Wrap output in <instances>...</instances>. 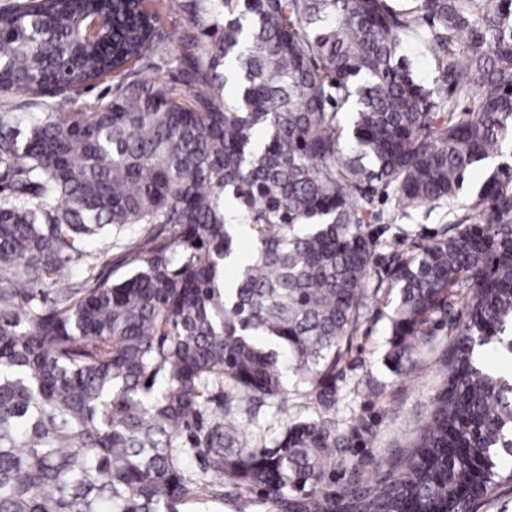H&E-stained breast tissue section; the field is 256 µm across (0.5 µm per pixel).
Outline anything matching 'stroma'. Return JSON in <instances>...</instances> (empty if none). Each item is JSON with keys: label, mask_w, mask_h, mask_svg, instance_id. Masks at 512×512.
Here are the masks:
<instances>
[{"label": "stroma", "mask_w": 512, "mask_h": 512, "mask_svg": "<svg viewBox=\"0 0 512 512\" xmlns=\"http://www.w3.org/2000/svg\"><path fill=\"white\" fill-rule=\"evenodd\" d=\"M223 28L220 19L193 30L187 14L163 16L164 48L155 58L158 78L171 81L173 57L185 33L207 40L218 36ZM113 90V79L106 77L82 91L50 94L46 100L56 112H85ZM370 228L378 242V253L385 254L412 240L441 235L448 228V210L431 206L405 210L389 200L382 204L381 215L371 221ZM390 309L391 297L387 293L369 300L336 376L340 394L336 416L342 430L355 432L348 447L337 449L336 460L347 467L358 466L363 480L369 482L378 480L411 451L431 401L443 384L440 364L452 344L449 330H440L431 349L420 354L414 372H392L385 359Z\"/></svg>", "instance_id": "obj_1"}]
</instances>
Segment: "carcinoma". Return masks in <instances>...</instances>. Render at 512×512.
<instances>
[{
	"label": "carcinoma",
	"mask_w": 512,
	"mask_h": 512,
	"mask_svg": "<svg viewBox=\"0 0 512 512\" xmlns=\"http://www.w3.org/2000/svg\"><path fill=\"white\" fill-rule=\"evenodd\" d=\"M224 15L155 75L142 0L0 8V512H462L512 459V180L387 257L386 359L452 322L412 454L336 488V368L367 309L378 193L454 202L512 143V2L192 0ZM432 62L424 84L409 54ZM120 78L89 112L48 90ZM125 279L97 272L112 250ZM64 287H59L61 282ZM296 372L320 407L264 443Z\"/></svg>",
	"instance_id": "obj_1"
}]
</instances>
